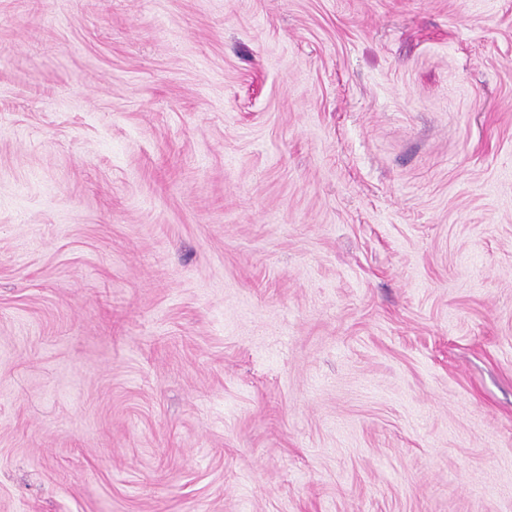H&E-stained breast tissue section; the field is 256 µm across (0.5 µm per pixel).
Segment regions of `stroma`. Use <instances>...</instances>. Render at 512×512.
I'll use <instances>...</instances> for the list:
<instances>
[{
	"mask_svg": "<svg viewBox=\"0 0 512 512\" xmlns=\"http://www.w3.org/2000/svg\"><path fill=\"white\" fill-rule=\"evenodd\" d=\"M0 512H512V0H0Z\"/></svg>",
	"mask_w": 512,
	"mask_h": 512,
	"instance_id": "stroma-1",
	"label": "stroma"
}]
</instances>
